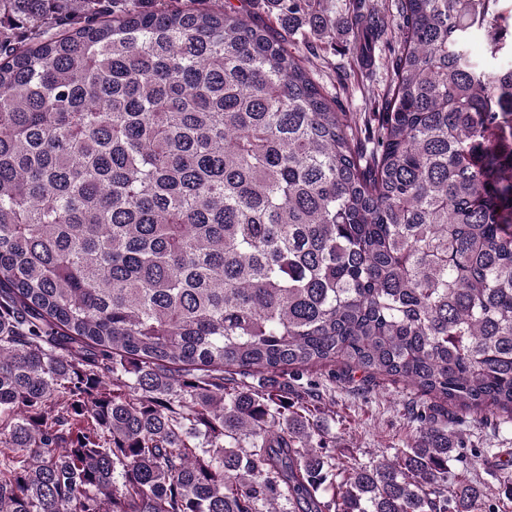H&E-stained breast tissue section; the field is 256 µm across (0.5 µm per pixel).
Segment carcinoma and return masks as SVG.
<instances>
[{
	"mask_svg": "<svg viewBox=\"0 0 512 512\" xmlns=\"http://www.w3.org/2000/svg\"><path fill=\"white\" fill-rule=\"evenodd\" d=\"M268 3L308 44L342 31ZM500 4L395 0L366 152L231 0H0V512H472L437 405L397 460L338 463L248 377L341 362L512 412ZM344 6L363 63L384 32Z\"/></svg>",
	"mask_w": 512,
	"mask_h": 512,
	"instance_id": "obj_1",
	"label": "carcinoma"
}]
</instances>
